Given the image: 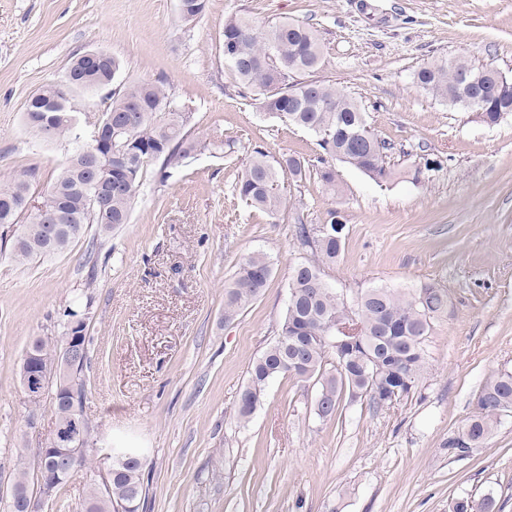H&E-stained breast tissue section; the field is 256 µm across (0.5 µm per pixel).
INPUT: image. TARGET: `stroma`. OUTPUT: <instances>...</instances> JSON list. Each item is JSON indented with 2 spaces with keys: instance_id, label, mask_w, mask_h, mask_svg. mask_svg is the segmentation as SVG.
Returning <instances> with one entry per match:
<instances>
[{
  "instance_id": "35a3bbf8",
  "label": "stroma",
  "mask_w": 512,
  "mask_h": 512,
  "mask_svg": "<svg viewBox=\"0 0 512 512\" xmlns=\"http://www.w3.org/2000/svg\"><path fill=\"white\" fill-rule=\"evenodd\" d=\"M236 13L318 30V78L363 105L397 178L379 183L340 163L334 198L317 180L285 177L274 217L235 195L253 150L323 154L314 134L266 113L231 75L222 43ZM92 48L121 61L116 83H164L210 146L148 163L129 223L104 243L90 228L32 263L0 254V496L17 457L36 464L55 424L50 402L31 407L21 385L27 345L61 336L77 305L88 314L91 442L85 467L41 512H82L110 447L147 459L139 512H448L468 494L512 512V412L470 456L448 450L486 379L512 370V115L489 126L413 82L438 55L512 75V0H209L193 22L178 0H0V180L37 167L33 200L72 146L34 142L26 100ZM333 207L347 219L342 257L325 271L334 288L447 289L429 368L390 405L343 401L335 421L317 416L313 382L281 376L240 425L249 367L285 316L304 255L296 221L323 223ZM258 251L274 261L269 286L225 322L224 286Z\"/></svg>"
}]
</instances>
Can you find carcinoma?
I'll return each mask as SVG.
<instances>
[{"instance_id": "carcinoma-1", "label": "carcinoma", "mask_w": 512, "mask_h": 512, "mask_svg": "<svg viewBox=\"0 0 512 512\" xmlns=\"http://www.w3.org/2000/svg\"><path fill=\"white\" fill-rule=\"evenodd\" d=\"M182 18L198 19L208 0H180ZM323 43L317 30L309 25L278 22L258 25L245 16L232 15L224 22V61L238 83L259 95L260 107L268 114L295 126L304 127L321 138L327 157L311 164L299 157L283 154L271 159L256 150L244 165L233 185V192L256 211L270 217L278 215L283 198L274 185L282 176L295 180L314 177L332 196L339 194L336 170L338 160L366 175H394L382 142L370 148L350 137L352 131H366V112L344 89L313 73L323 65ZM120 61L107 53L89 60L75 55L63 78L48 83L26 101L24 122L37 141H42L39 118H49L54 140L73 136L78 123L71 105H61L65 84L72 81L81 89L96 91L111 82V74L120 69ZM483 66L463 57L436 56L414 73L416 85L435 100L462 110L457 92L462 89V74L470 76V93L480 95L493 124L499 116L512 112V93L501 94L486 78H478ZM295 99L288 100V94ZM132 111L133 121L120 136L118 145L129 155V165L109 170L102 167L100 180H112V197L103 209L89 211L87 196L90 160L70 156L54 177L39 202V210L56 216V224H42L27 214L32 182L37 168L28 166L0 184V227L11 231L3 238L11 257L26 263L46 258L67 249L89 225L96 226L97 237L107 238L112 231L129 223L134 198L142 185L148 162L163 160L171 165L208 147L191 135L187 126L190 113L178 104L161 83H130L114 92L109 114ZM347 227L341 210L332 208L322 224L300 223L296 236L309 257L294 263L289 281L288 308L278 333L266 350L252 362L238 404V420L247 425L260 403L268 382L279 376L314 380L319 384L316 414L323 420L337 416L344 398H366L380 408L408 394L428 369L425 341L434 320L448 309V292L434 284L420 288L374 286L345 298L328 285L324 269L336 264L345 238H336L335 225ZM272 262L263 254L242 259L230 283L224 288V321L235 320L268 288ZM342 326L353 331L350 343L336 344V332L329 327ZM61 344L37 336L25 354L35 358L41 378L54 387L52 406L56 426L67 427L85 420L86 396L84 363L65 371L59 357ZM512 412V371L499 370L485 381L474 410L462 428L463 437L448 440V450L457 456L469 455V446L480 447L499 423ZM85 438L73 444L77 448V466L59 475L56 491L69 483L77 468L86 461L89 425ZM115 462L100 483L89 484L82 503L83 512H137L144 492V457L128 448H114ZM56 469L55 456L40 457L36 472L29 473L27 463L18 461L12 483L16 496L13 512H27L32 500L30 479L40 481ZM449 512H492V502L471 496L456 498Z\"/></svg>"}]
</instances>
